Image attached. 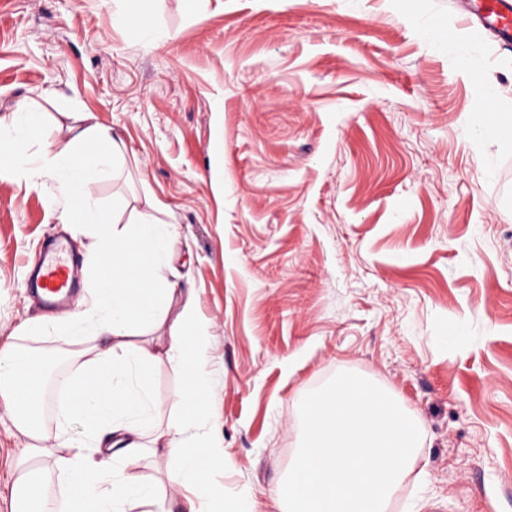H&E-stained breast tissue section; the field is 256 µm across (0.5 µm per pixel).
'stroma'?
<instances>
[{
    "mask_svg": "<svg viewBox=\"0 0 512 512\" xmlns=\"http://www.w3.org/2000/svg\"><path fill=\"white\" fill-rule=\"evenodd\" d=\"M0 0V119L30 101L124 143L99 183L126 226L160 201L173 266L211 336L212 486L281 512L304 396L340 372L391 392L425 442L388 512H512V50L452 0ZM55 183L0 177V344L73 376L71 339L31 305L28 258L62 232ZM42 330L24 332L25 324ZM186 383L154 370L162 422ZM0 401V512L25 444Z\"/></svg>",
    "mask_w": 512,
    "mask_h": 512,
    "instance_id": "1",
    "label": "stroma"
}]
</instances>
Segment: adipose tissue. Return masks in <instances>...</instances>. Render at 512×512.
<instances>
[{
  "label": "adipose tissue",
  "mask_w": 512,
  "mask_h": 512,
  "mask_svg": "<svg viewBox=\"0 0 512 512\" xmlns=\"http://www.w3.org/2000/svg\"><path fill=\"white\" fill-rule=\"evenodd\" d=\"M86 112L69 113L64 139L50 142L39 157L29 146L38 119L31 105L19 103L6 128L8 148L0 147V172L34 181L50 176L60 198L61 223L74 232L91 230L94 255L105 256L107 275L89 298L68 313L74 358L85 372L65 384L63 419L86 426L81 437L46 430L36 414L44 389L30 387L44 365L25 348L0 345V399L9 408L14 429L26 445L14 462L15 512H42L44 486L36 473L53 458L66 475V512H252L243 501L214 495L203 469L213 460L215 442L195 432L196 419L207 416L213 397L204 372H196L176 394L180 423L160 425L152 393V374L161 360L185 364L202 359L208 347L205 327L194 317L192 300L172 312L182 290L172 268L170 244L175 227L159 222L152 210L138 212L131 229L111 227L96 200L99 181L113 172L123 155L110 130L90 123ZM164 331L166 350L146 341ZM170 462L167 491L137 481L127 471L146 455Z\"/></svg>",
  "instance_id": "obj_1"
}]
</instances>
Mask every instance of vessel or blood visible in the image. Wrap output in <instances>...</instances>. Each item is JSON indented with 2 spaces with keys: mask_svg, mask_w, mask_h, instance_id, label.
I'll list each match as a JSON object with an SVG mask.
<instances>
[{
  "mask_svg": "<svg viewBox=\"0 0 512 512\" xmlns=\"http://www.w3.org/2000/svg\"><path fill=\"white\" fill-rule=\"evenodd\" d=\"M468 23L490 32L495 41L512 42V0H455ZM27 296L48 311H71L77 306L80 282L76 261L63 240L48 239L27 267Z\"/></svg>",
  "mask_w": 512,
  "mask_h": 512,
  "instance_id": "1",
  "label": "vessel or blood"
}]
</instances>
